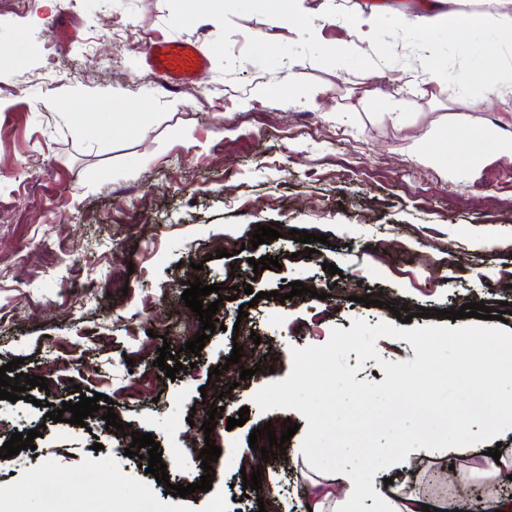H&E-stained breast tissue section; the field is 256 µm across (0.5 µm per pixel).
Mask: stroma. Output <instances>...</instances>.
I'll use <instances>...</instances> for the list:
<instances>
[{
    "label": "stroma",
    "instance_id": "1",
    "mask_svg": "<svg viewBox=\"0 0 512 512\" xmlns=\"http://www.w3.org/2000/svg\"><path fill=\"white\" fill-rule=\"evenodd\" d=\"M355 5L384 6L376 41L356 40ZM277 11L275 0H0V366L19 360V372L48 383L0 400V445L43 430L34 449L0 461V512H46V476L82 470L104 472L107 486H73L55 512H141L146 502L151 512H258L241 459L279 489L274 512H304L287 450L265 461L249 445L253 429L306 422L253 404L290 374L293 349L357 320L394 322L404 305L414 328L441 325L436 308L512 305V157L480 137L486 127L512 137V95L501 92L512 88V52L495 30L472 28L462 46L441 29H406L423 0H347L302 34L281 28ZM160 37L199 42L207 67L177 87L146 76L142 52ZM425 40L437 83L415 75ZM418 141L442 163L417 156ZM261 225L278 238L249 247ZM296 229L328 241L300 257ZM264 256L278 266L254 271ZM194 279L237 298L192 361L183 347L200 321L180 296ZM294 281L312 296L288 297ZM365 295L377 306L363 307ZM165 343L184 365L175 380L153 365ZM237 345L240 362L227 365ZM375 347L378 359L415 358L404 340ZM378 359L352 353L347 364L356 380L380 383ZM96 393L112 400L118 427L56 422L42 406ZM204 398L249 407V419L205 433L190 413ZM124 424L152 434L168 483L125 456ZM208 437L221 449L211 489L167 493L199 481ZM465 462L418 458L409 484L424 492L447 473L452 512L512 496Z\"/></svg>",
    "mask_w": 512,
    "mask_h": 512
}]
</instances>
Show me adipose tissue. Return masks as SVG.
Returning a JSON list of instances; mask_svg holds the SVG:
<instances>
[{
	"mask_svg": "<svg viewBox=\"0 0 512 512\" xmlns=\"http://www.w3.org/2000/svg\"><path fill=\"white\" fill-rule=\"evenodd\" d=\"M447 23L448 34L458 43H465L471 25L482 24L496 28L502 45L512 47V14L507 12L471 13L451 11L447 15L426 13L420 19L422 27L431 28ZM415 449L389 456L387 469L379 473L361 474L343 468L320 469L306 449H289L288 455L304 486V495L312 512H365L373 504L377 512H423L424 498L408 491L405 473Z\"/></svg>",
	"mask_w": 512,
	"mask_h": 512,
	"instance_id": "obj_1",
	"label": "adipose tissue"
}]
</instances>
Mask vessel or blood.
I'll list each match as a JSON object with an SVG mask.
<instances>
[{
	"instance_id": "1",
	"label": "vessel or blood",
	"mask_w": 512,
	"mask_h": 512,
	"mask_svg": "<svg viewBox=\"0 0 512 512\" xmlns=\"http://www.w3.org/2000/svg\"><path fill=\"white\" fill-rule=\"evenodd\" d=\"M144 64L150 73L164 76L175 87L192 80L206 66L207 57L198 43L168 41L149 45Z\"/></svg>"
}]
</instances>
